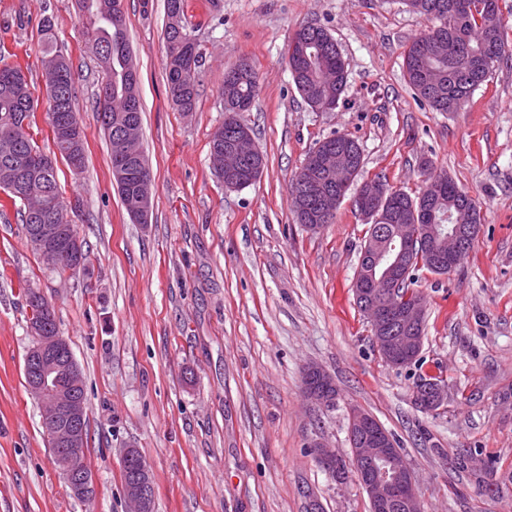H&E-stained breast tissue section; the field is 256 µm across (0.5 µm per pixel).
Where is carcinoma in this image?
<instances>
[{
	"mask_svg": "<svg viewBox=\"0 0 512 512\" xmlns=\"http://www.w3.org/2000/svg\"><path fill=\"white\" fill-rule=\"evenodd\" d=\"M117 0H78L82 33L86 36L103 74L97 112V120L106 139L112 170L126 165L132 176L127 186L118 189L125 211H130L137 198L152 192V176L146 173L144 178L135 174L136 167L146 163L140 146L132 153L118 158L114 150L116 132L122 120L128 119L136 127H141V105L138 94V76L129 71L131 49L126 39V30H117L112 20V5ZM409 9L426 18L431 26L415 36L407 45L404 53L405 79L416 95L427 101L438 112L448 111V96L459 94L470 97L482 84L489 81L503 60L501 46L505 44L509 22L499 10L498 0H489L496 11L480 20L470 19L467 29L456 24H448L439 17L436 5L448 4V0H404ZM165 53L166 80L172 103L181 112H191L198 98L196 73L182 70V58L187 51L185 44L175 33L189 29L184 13V0H166ZM306 42L289 43L287 50L288 67L295 86L306 104L310 98L318 95L342 99L348 76V63L341 50L328 31L318 25L306 26ZM41 64L46 74V91L49 101L48 114L55 112L61 105L73 116H78L75 107V82L69 61L57 49L51 20L43 19ZM443 41L460 55L465 51L484 53L496 57L492 71L483 77L470 80L460 69L455 70L459 78L455 86L444 90L441 98L429 96L422 90L427 76L434 70L448 69V52H439L435 43ZM231 71L224 72V112L233 115V120L224 122L212 135L210 145H215L217 137L228 136L230 127L240 128L242 122L238 114L250 109L259 94L257 73L246 80L230 79ZM37 99L22 68L0 56V190L12 203L23 205L21 222L25 232H30V215L39 206L54 200L64 199L57 178V166L48 163L38 168L21 187L17 183L15 169L11 165L12 156L22 151L31 157L46 159L31 135L23 130V121L34 115ZM339 152L352 156L355 168L364 166L363 154L358 141L348 135L336 136ZM421 192L434 193V218H415L418 212L417 198L402 196L393 200V218L390 224H412L435 222L448 226L451 221L448 214L455 212L456 206L468 203L472 207L478 204L462 191L445 172H428ZM410 265V273L401 282L400 288L407 291L416 283L417 271L427 268L425 256L414 251L405 257Z\"/></svg>",
	"mask_w": 512,
	"mask_h": 512,
	"instance_id": "carcinoma-1",
	"label": "carcinoma"
}]
</instances>
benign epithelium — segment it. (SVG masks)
<instances>
[{
	"label": "benign epithelium",
	"instance_id": "obj_1",
	"mask_svg": "<svg viewBox=\"0 0 512 512\" xmlns=\"http://www.w3.org/2000/svg\"><path fill=\"white\" fill-rule=\"evenodd\" d=\"M485 9L483 0H454L450 4L452 17L464 13H478ZM258 152L250 133L246 130L237 137L217 145L211 154V165L226 174L237 171L242 159ZM314 175L331 185V190L320 199V214L328 217L335 213L342 195L336 193V184L346 187L354 180L353 168L341 164L336 154L324 150L315 157ZM363 199L358 213L371 223L389 215L387 201L381 189L370 191L360 187ZM56 206L46 205L34 213L36 225L29 233L30 245L39 252L45 264L55 267L67 263L84 266L79 239L73 233V224L66 218L61 224L53 223ZM390 249L378 248L372 252V262L360 272L362 287L356 289L355 298L368 317L373 332L382 335L377 342L380 355L391 366L405 367L415 360L422 347L425 300L417 295L400 298L394 278L403 272L405 247L411 235V225L396 224ZM479 232L472 224L466 230L453 227L446 236L428 230L427 247L438 265L453 269L459 255L466 250L465 238ZM29 301L35 306L36 317L30 322L36 345L30 353L27 386L43 408L42 425L55 448V459L64 475L71 494L77 499L89 500L96 488L93 474L84 465L86 453L84 421L86 406L78 390L82 388L80 368L66 339L49 326L53 312L44 295L33 289ZM335 387L331 376L322 368L309 367L303 377V393L307 400L319 405L329 402L330 389ZM446 390L434 387L423 396L415 393L417 402L433 407L443 402ZM349 437L351 456L344 461L365 491L372 512H387L394 504L403 512H424L413 471L398 449L394 448L389 433L366 412L352 408L349 411ZM315 459L324 468L336 470V482H347L342 470L336 468L340 457L321 441L312 444ZM134 447L124 449L122 464L133 470L124 484V494L132 505L131 512H153L154 496L151 469L147 462L133 458Z\"/></svg>",
	"mask_w": 512,
	"mask_h": 512
}]
</instances>
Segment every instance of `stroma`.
Listing matches in <instances>:
<instances>
[{"instance_id": "obj_1", "label": "stroma", "mask_w": 512, "mask_h": 512, "mask_svg": "<svg viewBox=\"0 0 512 512\" xmlns=\"http://www.w3.org/2000/svg\"><path fill=\"white\" fill-rule=\"evenodd\" d=\"M139 76L142 144L154 181L149 223L131 221L97 123L101 74L75 0H0V53L38 99L32 133L52 153L40 22L51 19L75 77L86 167L58 162L88 252L69 279L42 269L17 209H0V512H128L120 453L149 464L154 512H369L356 480L339 485L310 448L350 456L358 407L400 442L425 512H512V55L459 111L439 112L404 78L406 44L428 20L402 0H185L199 52V97L178 111L165 75L164 0H123ZM325 27L349 66L343 100L316 112L286 62L292 35ZM251 63L260 92L240 119L267 159L252 185L225 189L209 159L224 121V71ZM347 134L363 179L410 194L423 165L448 172L481 206L473 248L449 273H417L426 300L419 360L379 354L352 280L367 225L342 201L332 223L298 224L288 188L317 139ZM52 304L83 375L86 465L96 495L73 497L54 462L24 358L33 343L24 285ZM316 365L334 405L303 395ZM425 375L437 411L415 405Z\"/></svg>"}]
</instances>
